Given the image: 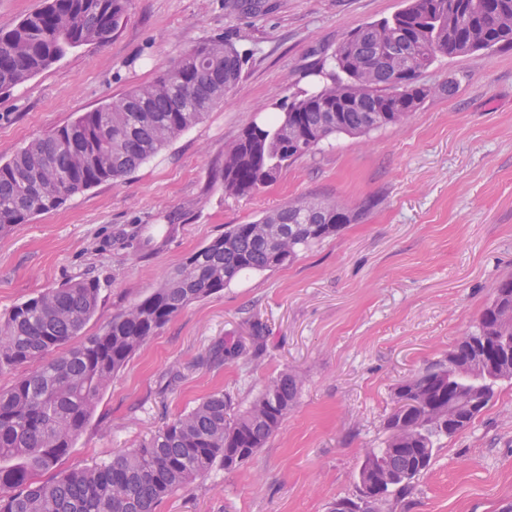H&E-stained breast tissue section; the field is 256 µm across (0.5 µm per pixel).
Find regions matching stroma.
Returning <instances> with one entry per match:
<instances>
[{
  "mask_svg": "<svg viewBox=\"0 0 512 512\" xmlns=\"http://www.w3.org/2000/svg\"><path fill=\"white\" fill-rule=\"evenodd\" d=\"M265 4L253 14L234 0H128L109 41L0 93L4 161L150 83L204 39L224 36L249 55L223 104L134 173L0 234V322L30 297L95 278L100 300L80 332L93 336L229 225L305 197L351 209L379 201L292 264L243 274L190 305L104 390L62 469L138 447L212 392L243 410L281 372L303 378L263 448L235 469L215 467L157 512H329L355 495L364 449L386 438L396 386L444 360L512 275V49L439 56L420 77L433 94L405 123L330 137L258 193L225 194L224 152L242 129L329 82L337 45L406 0ZM448 81L452 91L441 92ZM229 339L247 347L231 363L221 356ZM394 512H512V380L498 382L468 429L442 440Z\"/></svg>",
  "mask_w": 512,
  "mask_h": 512,
  "instance_id": "1",
  "label": "stroma"
}]
</instances>
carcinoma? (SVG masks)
Wrapping results in <instances>:
<instances>
[{
	"label": "carcinoma",
	"mask_w": 512,
	"mask_h": 512,
	"mask_svg": "<svg viewBox=\"0 0 512 512\" xmlns=\"http://www.w3.org/2000/svg\"><path fill=\"white\" fill-rule=\"evenodd\" d=\"M126 0H45L0 32V91L50 67L70 50L105 43ZM512 47V0H407L390 19L368 23L336 48L331 82L293 96L270 124L246 126L224 153V193H256L289 163L336 134L362 135L405 122L434 89L419 82L436 55ZM247 54L218 37L181 54L149 84L32 141L0 162V234L60 208L72 195L138 169L224 101ZM377 205L289 202L223 234L173 268L149 296L112 316L102 331L65 347L94 315L100 283L84 278L16 305L0 323V371L31 361L37 370L0 391V512H155L157 505L219 464L226 470L264 447L296 402L301 380L271 379L231 416L222 391L112 459L40 482L74 447L101 394L132 354L192 303L218 294L244 272L272 271L336 234ZM280 228L288 243L270 234ZM512 346V276L502 279L476 324L448 352L394 391L382 448L365 452L357 512H393L427 471L436 448L473 424L512 356L485 380L468 373L481 353Z\"/></svg>",
	"instance_id": "cac0c4a2"
}]
</instances>
